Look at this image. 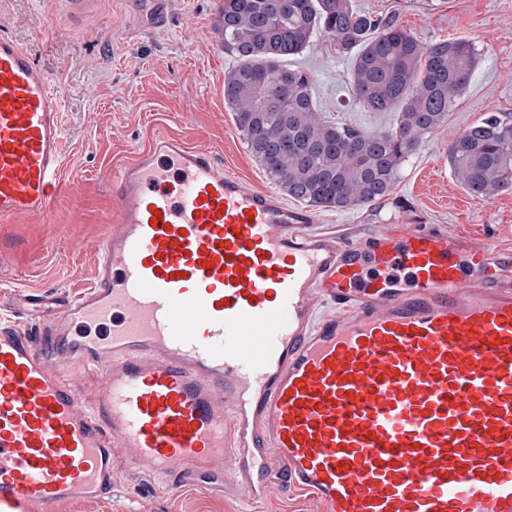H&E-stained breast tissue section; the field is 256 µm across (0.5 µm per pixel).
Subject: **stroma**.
I'll return each mask as SVG.
<instances>
[{
	"label": "stroma",
	"instance_id": "1",
	"mask_svg": "<svg viewBox=\"0 0 512 512\" xmlns=\"http://www.w3.org/2000/svg\"><path fill=\"white\" fill-rule=\"evenodd\" d=\"M222 0H167L156 22L148 0H0V33L62 80L59 121L66 188L50 216L0 222V318L41 337L39 319L18 309L81 293L95 275L115 213L109 172L166 131L211 148L226 172L250 185L273 183L252 157L224 102V76L236 65L216 29ZM365 13L394 18L423 43L472 41L474 75L447 121L407 162L392 194L366 207L319 209L322 224L398 223L418 217L470 233L512 252V191L470 194L448 167V145L490 112L512 113V0H354ZM314 78L319 114L366 131L391 127L351 96L353 57L318 44L291 58ZM226 457L224 494L171 490L153 474L119 463L111 495L55 506L53 512H243L250 499ZM256 512H324L310 493L276 490Z\"/></svg>",
	"mask_w": 512,
	"mask_h": 512
}]
</instances>
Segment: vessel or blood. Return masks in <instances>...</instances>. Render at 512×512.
Masks as SVG:
<instances>
[{"label":"vessel or blood","mask_w":512,"mask_h":512,"mask_svg":"<svg viewBox=\"0 0 512 512\" xmlns=\"http://www.w3.org/2000/svg\"><path fill=\"white\" fill-rule=\"evenodd\" d=\"M62 100L0 36L1 221L49 215ZM112 182L93 285L46 309L44 342L0 322V512L111 493L121 448L223 493L229 419L255 502L273 473L325 512H512V289L474 277V239H342L165 132Z\"/></svg>","instance_id":"b4317fda"}]
</instances>
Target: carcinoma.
Segmentation results:
<instances>
[{
    "instance_id": "cac0c4a2",
    "label": "carcinoma",
    "mask_w": 512,
    "mask_h": 512,
    "mask_svg": "<svg viewBox=\"0 0 512 512\" xmlns=\"http://www.w3.org/2000/svg\"><path fill=\"white\" fill-rule=\"evenodd\" d=\"M224 102L265 175L288 197L336 210L389 196L407 160L448 119L478 63L472 42H421L393 19L360 12L353 0H224ZM354 54L356 105L397 113L381 132L322 119L313 79L286 66L317 42ZM448 165L474 195L512 191V113H492L448 145Z\"/></svg>"
}]
</instances>
